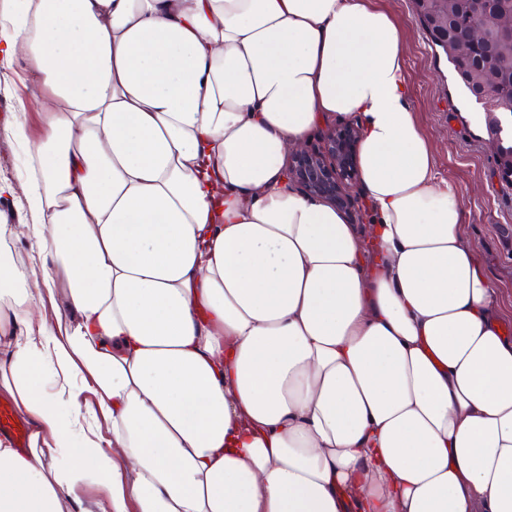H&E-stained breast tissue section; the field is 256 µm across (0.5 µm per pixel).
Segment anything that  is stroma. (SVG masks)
<instances>
[{
    "instance_id": "35a3bbf8",
    "label": "stroma",
    "mask_w": 512,
    "mask_h": 512,
    "mask_svg": "<svg viewBox=\"0 0 512 512\" xmlns=\"http://www.w3.org/2000/svg\"><path fill=\"white\" fill-rule=\"evenodd\" d=\"M399 21L405 45L407 105L435 158L438 180L458 194L466 237L497 289L512 331V184L498 174V156L481 104L466 95L446 55L421 26L412 0H375ZM23 62L0 68V182L13 183L26 164L11 127L12 87Z\"/></svg>"
}]
</instances>
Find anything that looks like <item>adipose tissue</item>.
<instances>
[{
  "mask_svg": "<svg viewBox=\"0 0 512 512\" xmlns=\"http://www.w3.org/2000/svg\"><path fill=\"white\" fill-rule=\"evenodd\" d=\"M0 23L30 163L0 187L29 215L0 225V396L30 425L0 438V512H512V337L389 12L5 0ZM328 117L360 122L368 231L287 184Z\"/></svg>",
  "mask_w": 512,
  "mask_h": 512,
  "instance_id": "obj_1",
  "label": "adipose tissue"
}]
</instances>
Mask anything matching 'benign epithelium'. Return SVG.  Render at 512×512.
<instances>
[{"label": "benign epithelium", "instance_id": "obj_1", "mask_svg": "<svg viewBox=\"0 0 512 512\" xmlns=\"http://www.w3.org/2000/svg\"><path fill=\"white\" fill-rule=\"evenodd\" d=\"M420 16L426 25L437 30L438 42L451 44L459 53L478 51L486 44L482 20L474 19L469 26L448 30V0H419ZM498 45H512V0L500 5L495 20ZM475 95L493 123L494 144L506 181L512 183V142L503 138L505 131L499 114L512 111V98L493 87L477 85ZM359 127L353 124L333 126L324 133L315 149L295 154L287 167L288 183L296 190L324 199L341 210L354 208L358 187Z\"/></svg>", "mask_w": 512, "mask_h": 512}]
</instances>
